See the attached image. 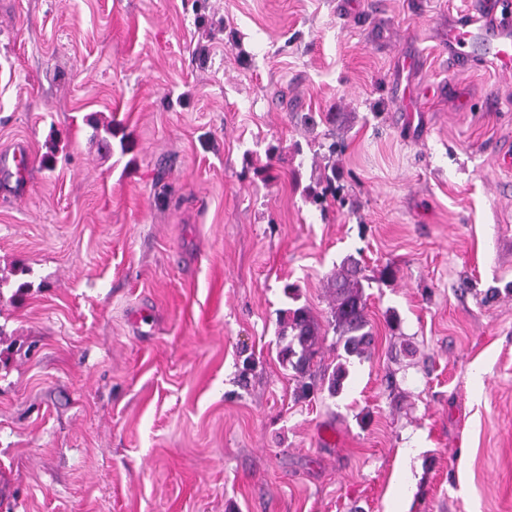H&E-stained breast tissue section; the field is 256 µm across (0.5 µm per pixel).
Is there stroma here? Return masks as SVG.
<instances>
[{
	"instance_id": "35a3bbf8",
	"label": "stroma",
	"mask_w": 512,
	"mask_h": 512,
	"mask_svg": "<svg viewBox=\"0 0 512 512\" xmlns=\"http://www.w3.org/2000/svg\"><path fill=\"white\" fill-rule=\"evenodd\" d=\"M486 2L0 0V512H512ZM350 254L374 346L301 395L279 320Z\"/></svg>"
}]
</instances>
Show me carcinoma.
Here are the masks:
<instances>
[{
  "mask_svg": "<svg viewBox=\"0 0 512 512\" xmlns=\"http://www.w3.org/2000/svg\"><path fill=\"white\" fill-rule=\"evenodd\" d=\"M356 261L349 257L330 278L332 297L329 326L336 336V349L343 352L342 361L327 376V390L337 396L345 388L350 358H360L368 351L374 335L366 314L363 285ZM287 342L279 351L281 363L299 377L309 375L310 365L319 353L325 333L318 318L308 308H298L288 318Z\"/></svg>",
  "mask_w": 512,
  "mask_h": 512,
  "instance_id": "1",
  "label": "carcinoma"
}]
</instances>
